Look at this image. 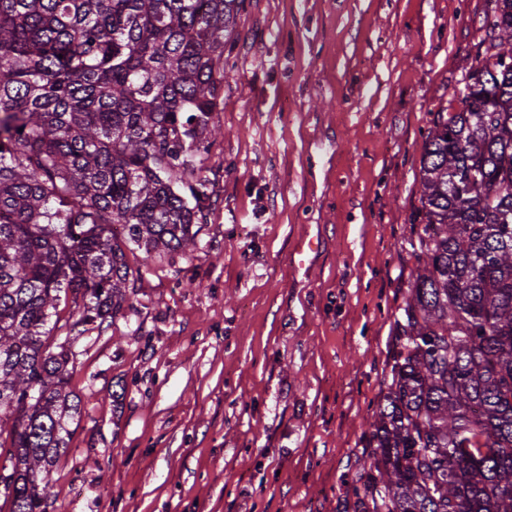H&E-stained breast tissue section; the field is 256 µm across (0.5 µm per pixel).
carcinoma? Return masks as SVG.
Listing matches in <instances>:
<instances>
[{"instance_id":"obj_1","label":"carcinoma","mask_w":512,"mask_h":512,"mask_svg":"<svg viewBox=\"0 0 512 512\" xmlns=\"http://www.w3.org/2000/svg\"><path fill=\"white\" fill-rule=\"evenodd\" d=\"M242 0H0V493L53 512L79 400L74 345L109 328L155 254L195 244ZM430 113L355 512H512V0H484ZM75 319L60 323L59 307ZM63 340L48 343L51 330Z\"/></svg>"}]
</instances>
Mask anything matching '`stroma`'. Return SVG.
<instances>
[{"label":"stroma","mask_w":512,"mask_h":512,"mask_svg":"<svg viewBox=\"0 0 512 512\" xmlns=\"http://www.w3.org/2000/svg\"><path fill=\"white\" fill-rule=\"evenodd\" d=\"M481 4L244 0L207 222L190 251L130 259L127 307L77 344L56 512H354L424 135L460 106Z\"/></svg>","instance_id":"35a3bbf8"}]
</instances>
